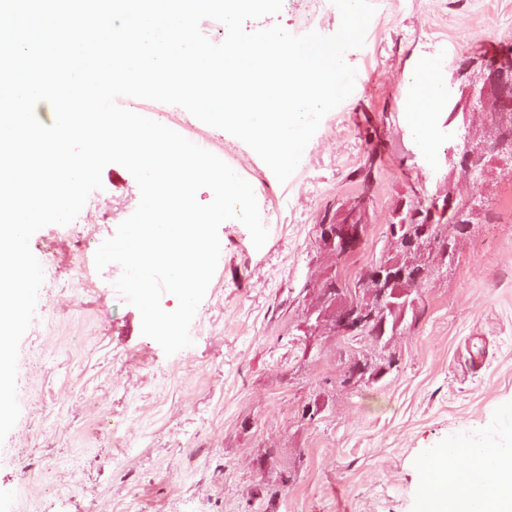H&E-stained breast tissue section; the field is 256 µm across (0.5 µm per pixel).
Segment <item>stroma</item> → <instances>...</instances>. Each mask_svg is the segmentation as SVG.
<instances>
[{
  "label": "stroma",
  "instance_id": "stroma-1",
  "mask_svg": "<svg viewBox=\"0 0 512 512\" xmlns=\"http://www.w3.org/2000/svg\"><path fill=\"white\" fill-rule=\"evenodd\" d=\"M373 2L364 46L345 55L360 82L323 117L286 182L240 139L161 105L160 123L207 137L250 183L268 230L258 249L240 221L220 225L192 346L166 355L115 290L121 266L95 267L99 245L140 200L125 167L108 164L95 193L108 221L84 209L32 236L56 284L40 291L19 344L20 415L0 442V512H416L435 452L512 436V155L486 153L474 173L457 148L488 137L469 85L487 42L512 45V0ZM340 21L332 0H284L245 28L331 35ZM424 59L450 91L429 151L411 130L405 89ZM375 149L369 226L347 277L374 260L410 187L476 201L472 222L454 254L434 260L416 317L387 346L324 328L305 339L310 302L336 269L321 217L359 193ZM363 357L381 360L385 375L344 383Z\"/></svg>",
  "mask_w": 512,
  "mask_h": 512
}]
</instances>
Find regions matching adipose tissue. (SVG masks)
I'll return each instance as SVG.
<instances>
[{
  "instance_id": "obj_1",
  "label": "adipose tissue",
  "mask_w": 512,
  "mask_h": 512,
  "mask_svg": "<svg viewBox=\"0 0 512 512\" xmlns=\"http://www.w3.org/2000/svg\"><path fill=\"white\" fill-rule=\"evenodd\" d=\"M411 128L423 149L433 147V115L447 95L438 66L429 60L414 69ZM420 512H512V441L484 440L441 449L430 465Z\"/></svg>"
}]
</instances>
